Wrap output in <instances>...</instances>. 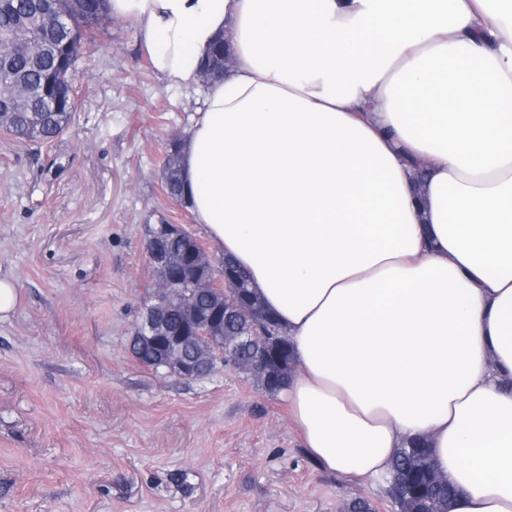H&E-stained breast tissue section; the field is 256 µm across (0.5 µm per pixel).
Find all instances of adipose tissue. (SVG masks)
I'll return each mask as SVG.
<instances>
[{"mask_svg":"<svg viewBox=\"0 0 512 512\" xmlns=\"http://www.w3.org/2000/svg\"><path fill=\"white\" fill-rule=\"evenodd\" d=\"M156 74L235 59L184 196L288 339L323 467L426 439L448 512H512V0H107Z\"/></svg>","mask_w":512,"mask_h":512,"instance_id":"1","label":"adipose tissue"}]
</instances>
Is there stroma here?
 Returning a JSON list of instances; mask_svg holds the SVG:
<instances>
[{"mask_svg":"<svg viewBox=\"0 0 512 512\" xmlns=\"http://www.w3.org/2000/svg\"><path fill=\"white\" fill-rule=\"evenodd\" d=\"M78 68L61 139L0 134V278L18 289L0 316V512H398L383 486L321 469L242 371L187 381L134 358L150 225H184L222 263L162 188L207 86H167L118 18Z\"/></svg>","mask_w":512,"mask_h":512,"instance_id":"obj_1","label":"stroma"}]
</instances>
